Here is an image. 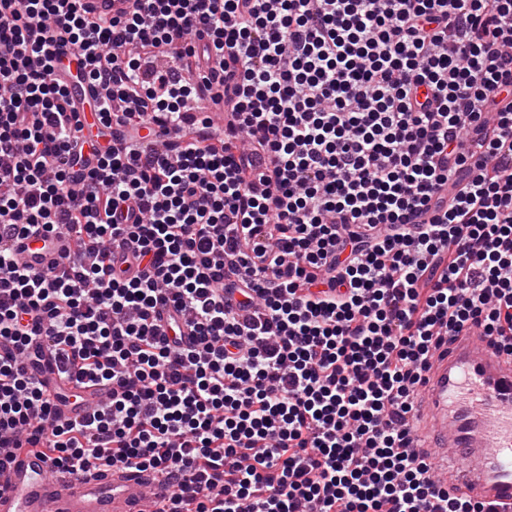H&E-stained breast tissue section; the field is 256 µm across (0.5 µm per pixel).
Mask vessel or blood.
<instances>
[{"mask_svg":"<svg viewBox=\"0 0 512 512\" xmlns=\"http://www.w3.org/2000/svg\"><path fill=\"white\" fill-rule=\"evenodd\" d=\"M129 5L130 0H80L81 8L106 23L124 16ZM82 66V56L71 49L57 62L79 105L75 134L89 164L101 139L102 93L79 79ZM66 246L64 238L43 232L19 241L15 250L29 270L46 275ZM417 393L408 420L422 447L438 449L431 467L447 476L449 492L512 512V356L501 353L480 325L467 324L434 352ZM77 396L62 406V417L89 416L106 393L85 385ZM169 491L149 469L116 463L60 476L39 452L0 448V512H152Z\"/></svg>","mask_w":512,"mask_h":512,"instance_id":"1","label":"vessel or blood"}]
</instances>
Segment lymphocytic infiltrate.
<instances>
[{"instance_id":"f902f5d3","label":"lymphocytic infiltrate","mask_w":512,"mask_h":512,"mask_svg":"<svg viewBox=\"0 0 512 512\" xmlns=\"http://www.w3.org/2000/svg\"><path fill=\"white\" fill-rule=\"evenodd\" d=\"M63 48L135 105L101 103L124 151L78 176ZM40 229L77 239L48 276L11 245ZM470 322L512 355V0H131L108 25L0 0V448L158 471L155 512H492L409 451ZM44 351L109 389L88 420H57Z\"/></svg>"}]
</instances>
